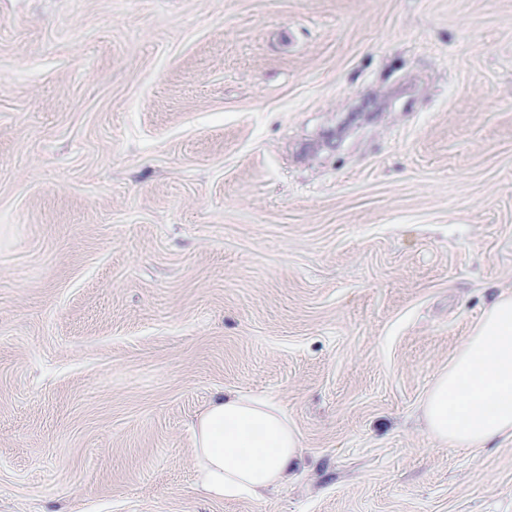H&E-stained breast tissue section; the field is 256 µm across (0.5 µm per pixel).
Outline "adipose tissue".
<instances>
[{"label":"adipose tissue","mask_w":512,"mask_h":512,"mask_svg":"<svg viewBox=\"0 0 512 512\" xmlns=\"http://www.w3.org/2000/svg\"><path fill=\"white\" fill-rule=\"evenodd\" d=\"M439 444L482 447L512 436V295H500L421 403ZM203 487L219 500L260 498L301 461L300 435L273 401L218 393L192 433Z\"/></svg>","instance_id":"obj_1"}]
</instances>
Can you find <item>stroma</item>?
I'll return each instance as SVG.
<instances>
[{
  "mask_svg": "<svg viewBox=\"0 0 512 512\" xmlns=\"http://www.w3.org/2000/svg\"><path fill=\"white\" fill-rule=\"evenodd\" d=\"M512 294V0H0V512H512L421 402ZM219 391L303 465L201 489Z\"/></svg>",
  "mask_w": 512,
  "mask_h": 512,
  "instance_id": "35a3bbf8",
  "label": "stroma"
}]
</instances>
